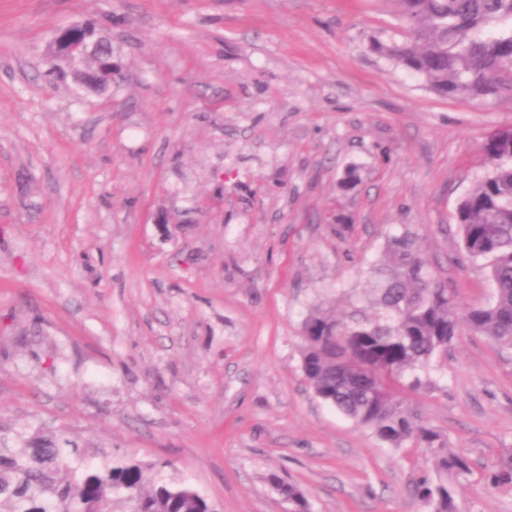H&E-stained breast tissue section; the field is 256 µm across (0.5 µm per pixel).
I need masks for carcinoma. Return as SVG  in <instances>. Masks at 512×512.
Masks as SVG:
<instances>
[{
	"mask_svg": "<svg viewBox=\"0 0 512 512\" xmlns=\"http://www.w3.org/2000/svg\"><path fill=\"white\" fill-rule=\"evenodd\" d=\"M410 35L403 41L374 38L370 48L421 76L437 93L455 97L496 94L509 84L512 65V0H399ZM109 50L71 58L53 48L45 73L97 88L112 58V43L90 22L73 26ZM489 166L461 199L454 221L462 258L488 269L492 295L458 312L455 295L423 258L417 237L404 228L386 235L382 259L368 280L374 312L360 307L338 317L313 308L303 329L302 369L315 394L393 449L407 445L430 454L435 479L414 486L431 512H459L464 457L448 452L442 434L403 404L402 393L431 385L430 365L445 357L463 331L512 349V131L486 138ZM77 442L38 433L11 446L0 438V512H214L206 498L183 482L152 477L156 465L114 458L99 469L80 470ZM292 505L311 512L305 494L271 475Z\"/></svg>",
	"mask_w": 512,
	"mask_h": 512,
	"instance_id": "carcinoma-1",
	"label": "carcinoma"
}]
</instances>
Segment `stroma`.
Segmentation results:
<instances>
[{
	"label": "stroma",
	"mask_w": 512,
	"mask_h": 512,
	"mask_svg": "<svg viewBox=\"0 0 512 512\" xmlns=\"http://www.w3.org/2000/svg\"><path fill=\"white\" fill-rule=\"evenodd\" d=\"M86 20L129 76L103 94L44 74ZM407 35L397 0H0V435L158 464L216 512H288L273 474L312 512H427L420 452L301 367L309 309L365 305L400 225L459 305L490 293L453 215L512 92L445 97L367 48ZM431 378L406 405L469 460L464 512H512L486 480L512 461V350L462 334Z\"/></svg>",
	"instance_id": "stroma-1"
}]
</instances>
